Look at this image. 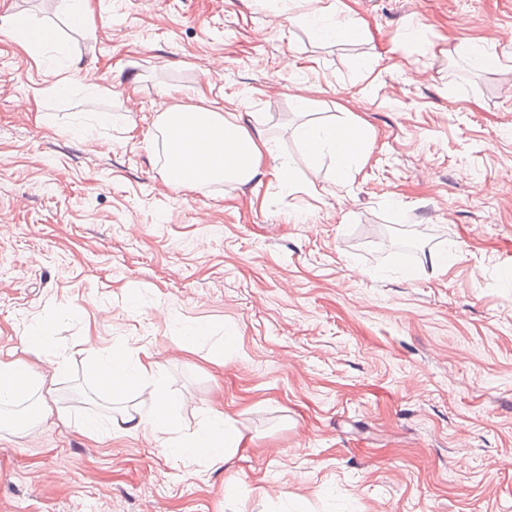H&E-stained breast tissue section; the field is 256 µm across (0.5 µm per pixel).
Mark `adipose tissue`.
<instances>
[{
	"instance_id": "obj_1",
	"label": "adipose tissue",
	"mask_w": 512,
	"mask_h": 512,
	"mask_svg": "<svg viewBox=\"0 0 512 512\" xmlns=\"http://www.w3.org/2000/svg\"><path fill=\"white\" fill-rule=\"evenodd\" d=\"M155 127L162 135L166 155L164 178L175 186L236 181L247 183L263 173L262 163L270 151L269 141L236 119L224 117L209 105L205 92H198L191 104L166 109L158 115ZM307 151L319 156L331 151L347 159L361 155L369 140L366 127L357 121L346 125L304 123L295 130ZM47 325L33 327L23 338L24 358L0 362V424H11L5 409L36 399L35 422L46 421L51 407L39 392L44 384L28 355H40L49 345ZM87 373L96 388L120 395L150 387L151 403L147 411L122 410L113 419L116 432L135 434L144 430L173 432L175 400L164 385L156 361L141 357L127 347H114L106 353H92ZM242 433L223 412L211 411L205 425L194 433L173 440V455L188 460L202 459L213 464L228 462L243 444Z\"/></svg>"
}]
</instances>
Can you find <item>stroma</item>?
Segmentation results:
<instances>
[{
    "mask_svg": "<svg viewBox=\"0 0 512 512\" xmlns=\"http://www.w3.org/2000/svg\"><path fill=\"white\" fill-rule=\"evenodd\" d=\"M331 2L93 0L82 32L61 0H0V361L50 325L54 410L0 429V512H512V0H344L352 42L295 23ZM15 17L52 29L40 60ZM198 89L269 139L261 181L165 182L146 119ZM351 120L366 159L295 135ZM115 345L158 362L181 433L217 407L244 447L214 471L113 432L151 400L95 389Z\"/></svg>",
    "mask_w": 512,
    "mask_h": 512,
    "instance_id": "1",
    "label": "stroma"
}]
</instances>
